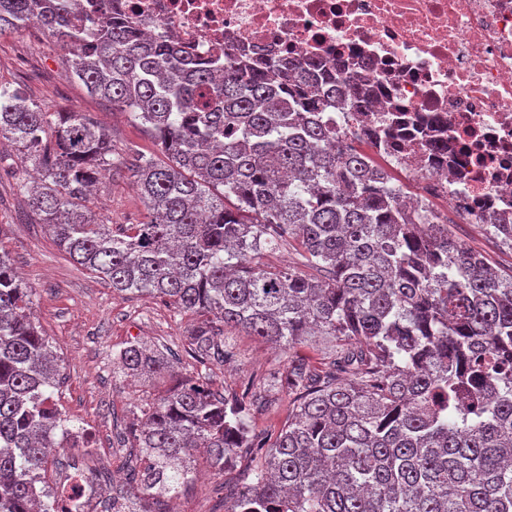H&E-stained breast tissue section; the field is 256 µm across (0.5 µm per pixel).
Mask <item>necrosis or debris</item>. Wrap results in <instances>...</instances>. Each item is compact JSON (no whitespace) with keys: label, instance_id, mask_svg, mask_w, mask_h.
<instances>
[{"label":"necrosis or debris","instance_id":"obj_1","mask_svg":"<svg viewBox=\"0 0 512 512\" xmlns=\"http://www.w3.org/2000/svg\"><path fill=\"white\" fill-rule=\"evenodd\" d=\"M147 37L202 57L340 63L371 91L353 129L388 130L377 151L417 209L442 200L468 223L512 224V0H114ZM443 134L456 155L432 153Z\"/></svg>","mask_w":512,"mask_h":512}]
</instances>
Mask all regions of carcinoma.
Wrapping results in <instances>:
<instances>
[{
  "label": "carcinoma",
  "instance_id": "1",
  "mask_svg": "<svg viewBox=\"0 0 512 512\" xmlns=\"http://www.w3.org/2000/svg\"><path fill=\"white\" fill-rule=\"evenodd\" d=\"M0 0V38L35 25L68 52L74 77L146 128L165 160L130 167L148 220L112 228L87 207L112 139L82 112H52L0 82V142L37 171L15 192L58 247L120 295L190 316L203 366L235 356L238 328L288 352L313 334L340 341L318 368L262 377L288 390L268 443L266 401L185 376L130 431L140 467L112 495L134 512L180 494L194 454L220 475L258 458L224 512H512V274L492 268L435 207L348 142L330 109L367 112L369 89L321 61L227 65L150 41L112 0ZM295 245L303 267L259 254ZM314 270L310 274L306 269ZM31 292L0 252V512H82L92 478L56 498L37 490L68 419L50 405L57 358ZM170 349L130 341L112 373L164 376ZM275 398L277 402L273 404L268 411L258 415L256 428L259 433L268 428L270 424L280 425L286 418L288 395L286 393H280L276 395Z\"/></svg>",
  "mask_w": 512,
  "mask_h": 512
}]
</instances>
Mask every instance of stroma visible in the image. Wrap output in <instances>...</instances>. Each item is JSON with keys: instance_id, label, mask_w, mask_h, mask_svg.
Segmentation results:
<instances>
[{"instance_id": "35a3bbf8", "label": "stroma", "mask_w": 512, "mask_h": 512, "mask_svg": "<svg viewBox=\"0 0 512 512\" xmlns=\"http://www.w3.org/2000/svg\"><path fill=\"white\" fill-rule=\"evenodd\" d=\"M0 81L21 88L53 111L83 112L101 122L112 135L115 157L135 153L153 155L151 135L129 113L87 94L70 77L66 56L56 43L34 27L0 39ZM26 171L16 151H0V251H7L21 279L32 288L33 311L40 329L58 358L63 382L53 396L55 407L72 423L83 425L89 443L67 448L56 456L44 480L55 486L82 466L86 457L99 456L109 471L129 474L136 465L128 448L118 447L117 434L128 432L142 407L169 382L123 381L112 376V357L129 340L167 346L179 355L178 370L191 375L198 364L187 352L188 320L175 316L162 299L148 295L118 296L102 280L81 269L59 249L13 191ZM107 224H137L146 208L131 173L119 165L108 167L90 205ZM454 234L482 253L501 272L512 271V247L501 244L482 224L453 225ZM235 357L214 366L211 386L219 392L241 391L244 382L259 379L273 366H286L289 357L321 365L335 349L331 336H309L292 356L269 343L232 330L228 333ZM251 461L242 458L224 475L209 473L203 459L193 464L206 475V492L189 484L178 502L181 512H224V488L247 477Z\"/></svg>"}]
</instances>
